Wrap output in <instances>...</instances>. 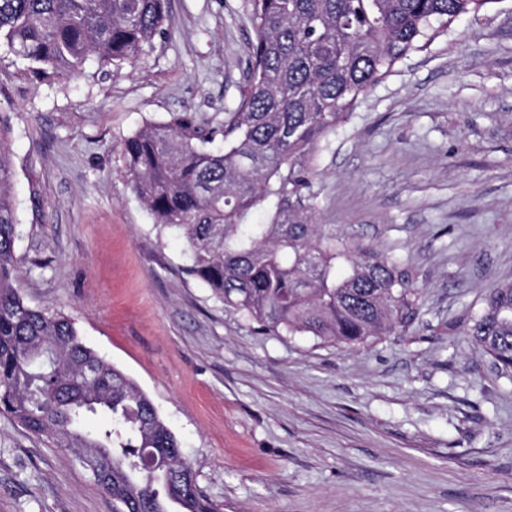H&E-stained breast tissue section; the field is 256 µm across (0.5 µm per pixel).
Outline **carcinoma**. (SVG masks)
<instances>
[{
    "label": "carcinoma",
    "mask_w": 512,
    "mask_h": 512,
    "mask_svg": "<svg viewBox=\"0 0 512 512\" xmlns=\"http://www.w3.org/2000/svg\"><path fill=\"white\" fill-rule=\"evenodd\" d=\"M495 2L252 0V68L219 129L224 151L208 150L187 115L150 124L125 141L132 191L156 224L183 234L189 272L266 331L350 347L405 326L419 306L413 269L323 235L304 190L316 152L361 97L456 19ZM165 18L166 0H0V43L44 77L74 74L92 55L117 67L138 61ZM7 130L0 119V412L74 451L113 512H216L151 399L70 320L20 296ZM272 200L269 223H242ZM471 336L512 375V282L489 290ZM97 415L105 421L86 430Z\"/></svg>",
    "instance_id": "1"
}]
</instances>
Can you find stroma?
<instances>
[{
	"mask_svg": "<svg viewBox=\"0 0 512 512\" xmlns=\"http://www.w3.org/2000/svg\"><path fill=\"white\" fill-rule=\"evenodd\" d=\"M254 39L251 0H169L133 65L42 80L0 45L25 303L69 318L152 399L218 512H512V378L468 336L512 281V0L397 64L316 154L313 223L405 260L420 286L411 324L350 348L225 307L127 186L137 130L223 123ZM0 512L112 499L0 414Z\"/></svg>",
	"mask_w": 512,
	"mask_h": 512,
	"instance_id": "obj_1",
	"label": "stroma"
}]
</instances>
